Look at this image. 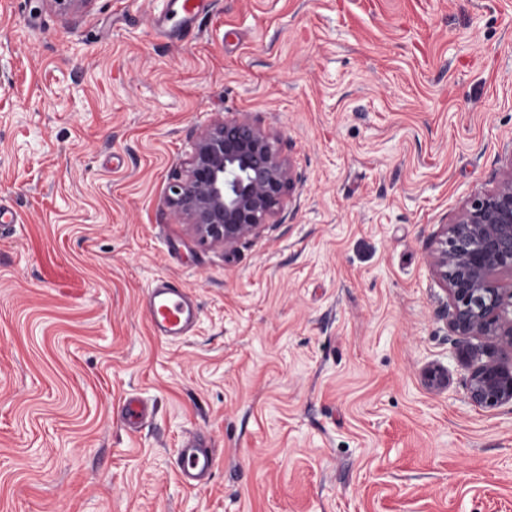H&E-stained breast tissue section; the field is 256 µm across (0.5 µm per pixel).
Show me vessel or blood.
<instances>
[{
    "instance_id": "1",
    "label": "vessel or blood",
    "mask_w": 512,
    "mask_h": 512,
    "mask_svg": "<svg viewBox=\"0 0 512 512\" xmlns=\"http://www.w3.org/2000/svg\"><path fill=\"white\" fill-rule=\"evenodd\" d=\"M144 300L155 336L178 340L192 333L199 322L200 307L179 280H153L144 290ZM215 463L213 449L200 438L188 436L177 450V477L185 489L205 487Z\"/></svg>"
}]
</instances>
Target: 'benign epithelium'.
I'll return each mask as SVG.
<instances>
[{
	"label": "benign epithelium",
	"instance_id": "benign-epithelium-1",
	"mask_svg": "<svg viewBox=\"0 0 512 512\" xmlns=\"http://www.w3.org/2000/svg\"><path fill=\"white\" fill-rule=\"evenodd\" d=\"M294 181L271 135L247 117L231 118L197 138L168 202L201 241L227 249L271 223ZM429 258L448 292V327L461 338L459 353L471 338L512 353V152L496 188L475 193L454 222L440 225ZM467 393L485 409L512 403V364L473 366Z\"/></svg>",
	"mask_w": 512,
	"mask_h": 512
}]
</instances>
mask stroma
<instances>
[{
  "instance_id": "obj_1",
  "label": "stroma",
  "mask_w": 512,
  "mask_h": 512,
  "mask_svg": "<svg viewBox=\"0 0 512 512\" xmlns=\"http://www.w3.org/2000/svg\"><path fill=\"white\" fill-rule=\"evenodd\" d=\"M198 6L183 39L180 0H0V512H512V403L469 400L427 256L512 150V0ZM238 115L296 181L227 250L167 196ZM163 277L202 309L178 341ZM144 300L155 336L179 340L192 333L199 322V304L179 280H153L144 289ZM177 477L187 490L205 487L212 475L216 457L212 448L194 435L177 448Z\"/></svg>"
}]
</instances>
